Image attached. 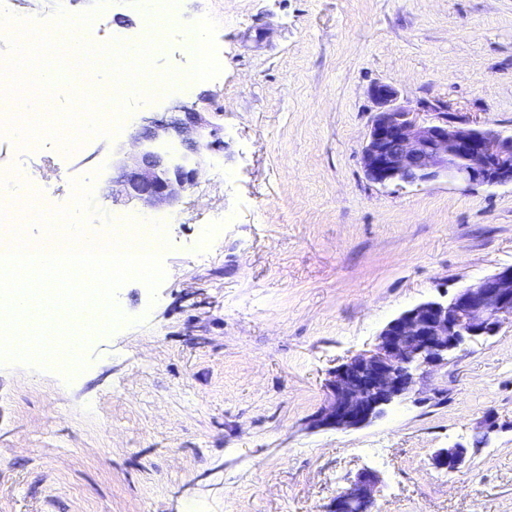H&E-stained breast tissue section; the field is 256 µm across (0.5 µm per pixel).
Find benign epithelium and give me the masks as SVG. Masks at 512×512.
<instances>
[{
  "label": "benign epithelium",
  "instance_id": "obj_1",
  "mask_svg": "<svg viewBox=\"0 0 512 512\" xmlns=\"http://www.w3.org/2000/svg\"><path fill=\"white\" fill-rule=\"evenodd\" d=\"M378 106L361 151L365 176L381 185H414L450 178L465 185L512 184V134L461 116L441 103L397 102L386 84L372 89ZM166 120L142 116L135 149H116L110 197L149 213L173 206L204 171L203 156L214 149L217 131L205 117L183 105ZM512 324V265L468 283L445 300L420 302L390 320L371 349L331 372L326 405L312 420L315 428L359 429L402 402L415 379L448 364V356L471 342L498 334ZM468 448L437 450L431 464L458 471ZM379 483L376 472L358 474L352 487L329 503L327 512H371Z\"/></svg>",
  "mask_w": 512,
  "mask_h": 512
}]
</instances>
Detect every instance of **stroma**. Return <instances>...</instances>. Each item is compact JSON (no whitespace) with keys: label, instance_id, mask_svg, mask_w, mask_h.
Wrapping results in <instances>:
<instances>
[{"label":"stroma","instance_id":"stroma-1","mask_svg":"<svg viewBox=\"0 0 512 512\" xmlns=\"http://www.w3.org/2000/svg\"><path fill=\"white\" fill-rule=\"evenodd\" d=\"M11 15L93 12L88 32H137L142 0H10ZM150 67L180 61L174 27L202 28L222 72L176 102L223 142L158 211L166 276L130 280L122 322L82 368L0 364V512H326L366 469L375 512H512V327L471 344L402 403L352 430L312 427L334 367L402 311L512 265V186L371 182L360 156L373 85L445 103L512 133V0H176ZM23 150L0 169L54 170L49 200L92 189L87 225L117 215L112 151ZM469 447L457 472L433 453Z\"/></svg>","mask_w":512,"mask_h":512}]
</instances>
